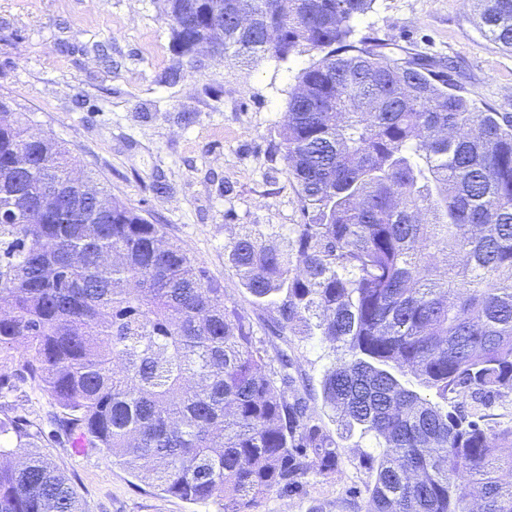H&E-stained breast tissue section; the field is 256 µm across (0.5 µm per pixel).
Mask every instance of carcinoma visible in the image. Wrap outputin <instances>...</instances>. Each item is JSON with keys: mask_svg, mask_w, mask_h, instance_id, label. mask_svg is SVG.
Here are the masks:
<instances>
[{"mask_svg": "<svg viewBox=\"0 0 512 512\" xmlns=\"http://www.w3.org/2000/svg\"><path fill=\"white\" fill-rule=\"evenodd\" d=\"M374 2L157 0L190 68L217 23L226 58L318 54L279 130L304 222L286 250L252 229L229 258L280 329L346 349L322 396L382 448L359 456L367 512H512V427L464 410L512 396V113L431 58L355 38ZM482 2L485 35L512 51V0ZM78 166L0 101V347L31 353L68 434L223 512L336 474L341 445L293 359L272 366L206 267ZM0 512H86L20 421L0 423Z\"/></svg>", "mask_w": 512, "mask_h": 512, "instance_id": "obj_1", "label": "carcinoma"}]
</instances>
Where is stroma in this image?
<instances>
[{"label":"stroma","instance_id":"35a3bbf8","mask_svg":"<svg viewBox=\"0 0 512 512\" xmlns=\"http://www.w3.org/2000/svg\"><path fill=\"white\" fill-rule=\"evenodd\" d=\"M476 0H376L360 34L404 51L442 57L478 106L512 113V52L478 26ZM307 52L249 66L216 56L204 70L177 65L170 26L155 0H0V100L34 130L64 141L85 171L138 209L204 263L226 305L251 325L269 361L285 352L299 389L333 435L343 429L321 395L324 370L344 347L322 336L279 331L274 307L254 304L229 260L241 227L256 224L287 248L302 215L295 185L275 154L288 93L313 60ZM21 345L0 348V421L26 423L41 453L86 501L89 512H221L160 491L97 449L79 454L60 427L61 410L38 381L22 376ZM371 437L344 438L335 475L311 477L302 493H269L258 512H365L372 481L360 451Z\"/></svg>","mask_w":512,"mask_h":512}]
</instances>
